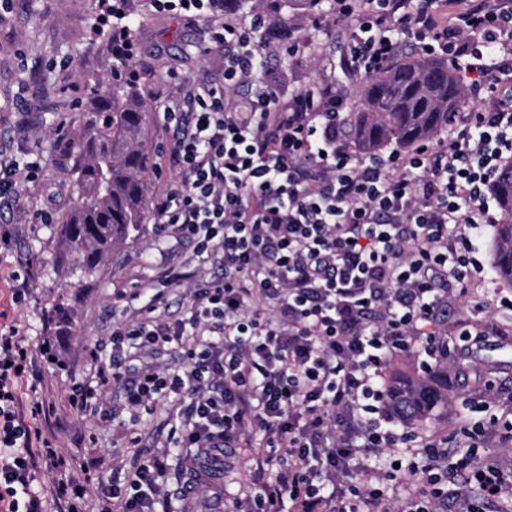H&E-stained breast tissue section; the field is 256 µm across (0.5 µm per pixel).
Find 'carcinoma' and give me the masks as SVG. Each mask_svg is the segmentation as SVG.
<instances>
[{
  "label": "carcinoma",
  "mask_w": 512,
  "mask_h": 512,
  "mask_svg": "<svg viewBox=\"0 0 512 512\" xmlns=\"http://www.w3.org/2000/svg\"><path fill=\"white\" fill-rule=\"evenodd\" d=\"M106 106L89 112L81 137L69 144L82 191L63 225L75 269L100 271L112 248L138 231L147 206L149 108L141 98L129 57L112 64V80L93 88ZM364 110L352 122L359 149L395 144L412 148L448 126L465 95L448 62L405 56L375 74L363 88ZM492 193L507 220L495 226L498 279L512 286V160L503 164ZM448 364L393 370L386 378L393 419L411 430L448 418Z\"/></svg>",
  "instance_id": "obj_1"
}]
</instances>
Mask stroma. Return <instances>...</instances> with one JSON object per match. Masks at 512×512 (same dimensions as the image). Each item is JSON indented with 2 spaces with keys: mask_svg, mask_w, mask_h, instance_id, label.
<instances>
[{
  "mask_svg": "<svg viewBox=\"0 0 512 512\" xmlns=\"http://www.w3.org/2000/svg\"><path fill=\"white\" fill-rule=\"evenodd\" d=\"M272 22L289 30L299 47L293 56L273 61L269 81L284 94L322 82L341 87L349 116L363 109V79L349 75L346 57L356 27L323 10L296 11L277 8L274 0H260ZM126 21L135 46L133 67L149 62L150 73L140 75L139 88L150 108L178 95L180 79L220 86L224 83V51L213 41L215 24L201 18H182L155 12L150 0H123ZM107 23L99 0H8L0 6V156L41 160L39 176L29 186L24 206L0 212V222L10 226L12 244L7 259L29 270V289L14 301L15 285L0 277V318L19 327L28 343L53 339L59 365L36 363L18 385L21 410L31 401L50 404V421L38 422L68 460L72 473L95 463L98 482L85 491L86 512H102L103 491L112 481L123 480L138 450L128 441V420L122 407L121 388L104 393L105 405L118 410L109 422L73 413L69 397L74 383L92 382L95 375L89 353L101 346L110 357V334L127 314L117 293L133 291L139 283L156 280L172 263L197 269L193 247L157 234L152 222L141 224L135 238L115 246L101 272L76 287L69 252L63 245L59 217L66 213L77 186L71 176L74 158L64 143L80 136L88 108L93 107L92 86L110 79L112 50ZM156 152L147 180L150 197H157L178 175L169 169L167 156L174 147L172 130L159 122L149 125ZM56 203L49 219L39 211L48 194ZM493 228H486L478 243L484 273L475 277L462 298H449L440 320L448 326L449 365L464 364L466 376L457 380V393L448 407L447 421L425 430V437L443 436L460 442L461 428L478 418L476 403L485 391L496 395L489 412L512 421V354L474 345L473 334H501L512 342V311L495 307L498 299L512 300V287L500 283L493 271ZM167 407L145 416L165 446L166 499L157 512H208L206 490L185 498L181 487L187 478L182 466L193 456L190 448L169 446Z\"/></svg>",
  "mask_w": 512,
  "mask_h": 512,
  "instance_id": "stroma-1",
  "label": "stroma"
}]
</instances>
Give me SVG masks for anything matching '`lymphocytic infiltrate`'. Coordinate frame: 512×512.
Returning a JSON list of instances; mask_svg holds the SVG:
<instances>
[{
	"label": "lymphocytic infiltrate",
	"mask_w": 512,
	"mask_h": 512,
	"mask_svg": "<svg viewBox=\"0 0 512 512\" xmlns=\"http://www.w3.org/2000/svg\"><path fill=\"white\" fill-rule=\"evenodd\" d=\"M338 19H356L349 49L353 74L387 67L410 43L469 73L466 94L485 100L461 130L438 147L363 156L345 138V103L334 85L282 98L263 77L265 64L295 52L276 43L270 19L219 22L224 84L181 85L163 121L173 128L176 186L156 199L160 232L192 244L209 278L169 267L159 288L139 287L145 305L112 328V356L95 387H75L70 406L92 407L99 388L121 386L141 444L143 415L158 403L178 445L207 464L195 481L224 495L218 475L229 449L262 431L283 449L273 481L256 479L234 497L236 512H386L387 496L356 478L371 460L408 443L382 413L381 371L389 355L412 353L444 330L438 313L447 281L467 285L483 273L474 253L486 225L497 223L488 194L505 156H512V8L487 0H333ZM38 161L0 159V208H17ZM187 288L184 312L169 316L173 290ZM175 346V368L128 364L138 351ZM50 359L49 343L31 350L16 328L0 330V503L6 512H42L30 485L38 466L60 472L51 493L68 512H82L85 483L67 476L66 459L30 420L42 402L19 409L17 385L33 355ZM429 439L391 467L406 496L402 512H481L485 503L512 512V449L497 460L470 450L456 463ZM460 470L452 495L439 484ZM164 461L138 458L107 502L118 512H155Z\"/></svg>",
	"instance_id": "lymphocytic-infiltrate-1"
}]
</instances>
